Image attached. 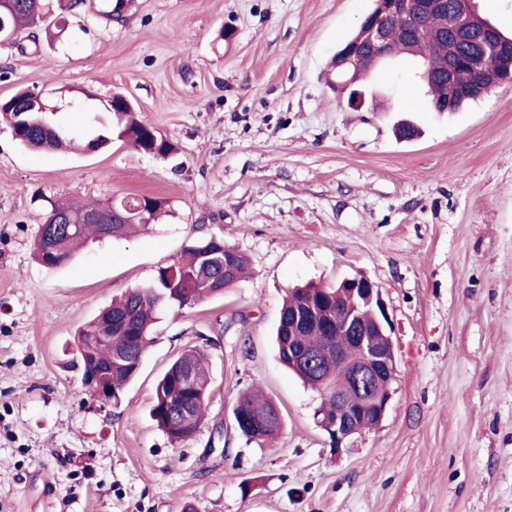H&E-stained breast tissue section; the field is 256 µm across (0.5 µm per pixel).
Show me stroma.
Masks as SVG:
<instances>
[{"instance_id": "35a3bbf8", "label": "stroma", "mask_w": 512, "mask_h": 512, "mask_svg": "<svg viewBox=\"0 0 512 512\" xmlns=\"http://www.w3.org/2000/svg\"><path fill=\"white\" fill-rule=\"evenodd\" d=\"M97 3L0 41V98L39 93L81 135L79 108L119 92L177 151H30L0 124V512H512V84L439 115L381 68L354 111L329 63L372 0H128L112 21ZM403 120L421 136L398 140ZM142 195L168 216L34 259L51 202ZM210 235L247 275L161 311L121 405L99 409L70 366L79 328ZM356 275L381 290L397 372L381 428L335 450L273 334L288 289ZM189 346L212 391L174 446L150 410ZM250 386L284 416L272 444L236 427Z\"/></svg>"}]
</instances>
